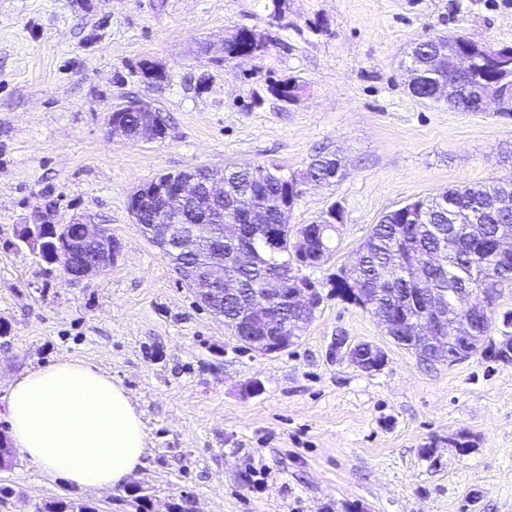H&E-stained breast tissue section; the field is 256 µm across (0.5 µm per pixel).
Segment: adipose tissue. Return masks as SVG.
<instances>
[{"instance_id": "1", "label": "adipose tissue", "mask_w": 512, "mask_h": 512, "mask_svg": "<svg viewBox=\"0 0 512 512\" xmlns=\"http://www.w3.org/2000/svg\"><path fill=\"white\" fill-rule=\"evenodd\" d=\"M6 418L18 453L79 488L124 485L143 465L144 426L130 395L81 360L21 376L9 388Z\"/></svg>"}]
</instances>
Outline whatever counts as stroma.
<instances>
[{"mask_svg": "<svg viewBox=\"0 0 512 512\" xmlns=\"http://www.w3.org/2000/svg\"><path fill=\"white\" fill-rule=\"evenodd\" d=\"M256 33L263 50L224 55ZM460 32L512 47V0H0V432L9 387L59 359L96 365L142 414L144 465L112 490L51 479L24 457L0 469V512L79 500L98 512H512V364L476 353L424 362L331 285L389 210L512 178V115L413 97L416 43ZM165 72L151 83L141 63ZM294 84L293 96L278 93ZM150 103L165 138L112 137L110 113ZM333 154L343 177L306 185L291 230L339 205L320 294L285 352L242 348L128 210L164 173L231 163L301 175ZM92 215L121 250L79 282L18 245L17 224ZM382 349L366 372L337 337ZM259 390L243 395L242 386ZM360 343L366 344L365 349L369 353V355L366 359H369L370 357L378 356L379 358L382 357V360L380 362H378L377 364H364L363 365L364 367H361L360 365L355 363L354 359H356V358H355V355L353 354L356 345L359 343H356L353 345L348 344L347 340L342 336L337 337V339H336V351H344L349 356V358L359 368H361L364 371L372 372V371H376V370L380 369L386 362V357L384 355V352L379 347H377L376 345H373L371 343H368V342H360Z\"/></svg>", "mask_w": 512, "mask_h": 512, "instance_id": "stroma-1", "label": "stroma"}]
</instances>
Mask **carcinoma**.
Here are the masks:
<instances>
[{
    "label": "carcinoma",
    "instance_id": "carcinoma-1",
    "mask_svg": "<svg viewBox=\"0 0 512 512\" xmlns=\"http://www.w3.org/2000/svg\"><path fill=\"white\" fill-rule=\"evenodd\" d=\"M437 79L448 85L446 103H463V111L479 112L481 106L475 94H464L468 87H488L493 82L512 86V66L496 69L483 63L473 72L465 75L452 74L446 70L437 74ZM340 161H330L322 156L312 162L304 171L310 178L326 179L332 182L339 176ZM224 201L215 207L201 208L192 215L175 217L174 223L199 227V232L187 234L189 246L176 255H169L170 261L177 264L193 265L206 270L210 240L216 227L224 228V252L236 250L246 238L260 232L259 227L251 226V220L236 207L238 198L249 197L250 211L264 217V223H276L280 207L288 202L290 188L297 177L286 176L278 171L250 165H232L223 169ZM512 190V180L485 184L460 185L451 187L434 197L419 198L397 209L385 213L374 225L367 238L360 245L363 262L357 270L355 280L362 288H372L383 280L387 287L380 297L366 308L378 320L388 321L398 332L396 344L417 354H428L430 360L439 361L448 354V362L469 357L481 349L489 340L493 310L489 309L475 320L470 341L460 338L449 341L437 349L425 343L420 332L413 336L405 335L408 325L404 323L403 309L408 298L421 304L418 290L413 287L410 277L420 258L433 251L440 235L452 234L450 254L444 256L449 264L448 281L462 280L478 298H483L488 288V279L497 277L505 283L512 282V261H497L490 256L481 244L471 238L468 228L474 224L486 226L487 236L495 237L512 232V214L498 213L491 208L493 200L505 189ZM289 231H284L279 252L272 253L258 246L263 266L253 269L224 267L227 273H234L246 286L263 273L294 265L295 257L288 247ZM47 512H96L95 508L82 502L58 501L47 506Z\"/></svg>",
    "mask_w": 512,
    "mask_h": 512
}]
</instances>
